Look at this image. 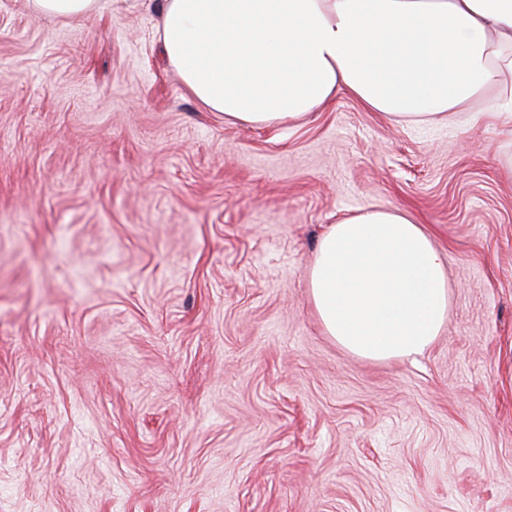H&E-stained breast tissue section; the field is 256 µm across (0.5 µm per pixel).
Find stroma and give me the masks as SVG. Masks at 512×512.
Here are the masks:
<instances>
[{
	"label": "stroma",
	"instance_id": "1",
	"mask_svg": "<svg viewBox=\"0 0 512 512\" xmlns=\"http://www.w3.org/2000/svg\"><path fill=\"white\" fill-rule=\"evenodd\" d=\"M154 0H0V512H512V142L345 91L287 126L205 112ZM413 215L434 344L372 362L309 297L328 224ZM99 0H26L37 16L53 17L66 21L80 20L99 8Z\"/></svg>",
	"mask_w": 512,
	"mask_h": 512
}]
</instances>
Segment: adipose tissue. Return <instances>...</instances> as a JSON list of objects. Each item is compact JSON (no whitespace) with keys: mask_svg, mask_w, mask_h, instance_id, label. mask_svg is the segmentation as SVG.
<instances>
[{"mask_svg":"<svg viewBox=\"0 0 512 512\" xmlns=\"http://www.w3.org/2000/svg\"><path fill=\"white\" fill-rule=\"evenodd\" d=\"M157 42L208 112L304 120L346 91L398 126L487 119L512 140V0H160ZM481 102L484 112H471ZM310 297L327 336L370 361L429 348L448 319L444 258L400 209L322 234Z\"/></svg>","mask_w":512,"mask_h":512,"instance_id":"1","label":"adipose tissue"}]
</instances>
